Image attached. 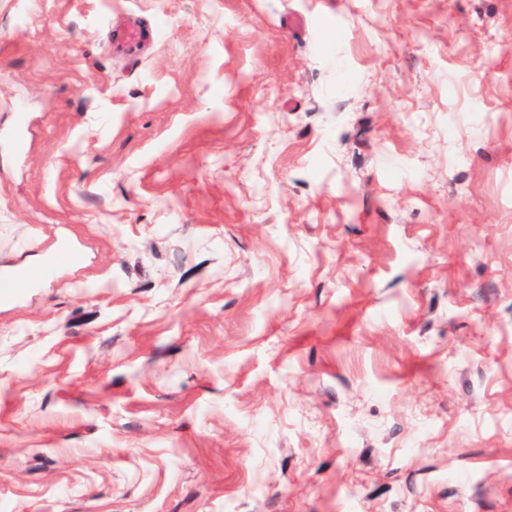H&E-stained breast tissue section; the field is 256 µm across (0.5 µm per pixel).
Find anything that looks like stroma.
<instances>
[{"label":"stroma","mask_w":512,"mask_h":512,"mask_svg":"<svg viewBox=\"0 0 512 512\" xmlns=\"http://www.w3.org/2000/svg\"><path fill=\"white\" fill-rule=\"evenodd\" d=\"M63 241L0 512H512V0H0V264Z\"/></svg>","instance_id":"35a3bbf8"}]
</instances>
